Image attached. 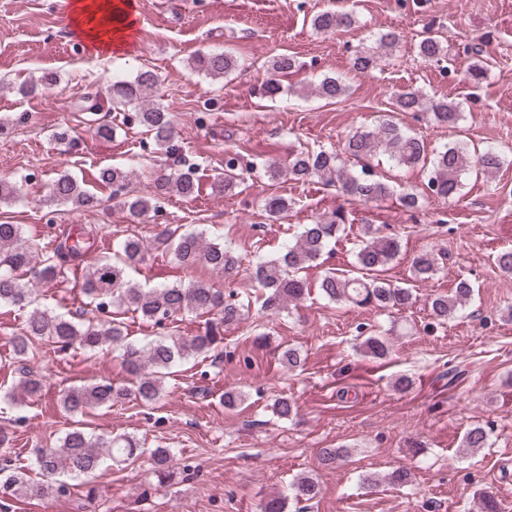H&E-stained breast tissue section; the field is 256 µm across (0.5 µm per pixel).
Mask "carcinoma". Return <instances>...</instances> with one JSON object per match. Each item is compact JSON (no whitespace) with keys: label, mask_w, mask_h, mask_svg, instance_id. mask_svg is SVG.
<instances>
[{"label":"carcinoma","mask_w":512,"mask_h":512,"mask_svg":"<svg viewBox=\"0 0 512 512\" xmlns=\"http://www.w3.org/2000/svg\"><path fill=\"white\" fill-rule=\"evenodd\" d=\"M355 24L353 13L324 9L314 14L310 25L318 33L333 32L340 27ZM398 44L394 32L376 35L370 44L360 43L350 59L351 68L365 72L375 68L386 52ZM418 56L429 63L447 60V45L433 35L423 37L417 44ZM194 69L211 78H225L239 67V59L230 51L204 53L193 58ZM296 67V59L280 54L272 59L267 77L261 84L262 95L274 98L282 91L281 77ZM59 76L45 71L34 80L18 87V93L29 96L53 89ZM161 77L153 70L142 69L131 79L116 80L108 88L112 111L127 117L133 114L137 124L152 135L157 150L166 154L172 150L174 135L172 113L161 102ZM347 86L338 78L324 77L315 87V93L326 100L343 96ZM400 112L430 113L431 120L448 128L456 127L463 118L461 105L445 98L427 99L422 92L406 89L395 99ZM344 153L363 161L385 154L397 165L407 168L429 167L427 188L442 198L459 194L463 179L473 162H478L481 173L489 177L503 165V156L494 147L485 148L478 159H473L470 147L462 140L445 145L428 156L424 140L412 130L391 119H384L371 128L358 129L346 140ZM279 179L286 177L297 183L317 178L327 186H334L343 194L362 203L380 200L389 194L386 183L375 177L366 165L353 171L347 167L333 147L295 151L283 167L268 159L243 167L237 153L224 155V172L216 175L213 189L228 192L237 187L244 173ZM130 172L117 166L99 169L95 180L102 186L126 187ZM199 189L195 171L178 169L162 175L143 194L112 192V200L126 213L130 232L113 244L112 256L87 264L82 293L95 304L98 316L75 321L57 313L40 301L39 282L53 280L67 264L80 265L92 248L89 232L72 236L65 234L50 251L40 240L22 235L21 225L0 223V304L26 310L22 332L13 337L14 359L22 364L38 355L48 358L67 349L95 353L103 348L120 351L126 373L122 385L110 380L71 385L61 390L62 406L72 414H83L90 409H110L118 403L134 401L144 406L156 404L166 390L167 379L174 376V368L183 361L215 350L224 341V328L245 319L249 306L239 297L228 295L208 283L187 285L172 283L150 287L135 279V274L146 263L152 250L172 255L181 266L202 263L224 277H235L242 266V258L232 245L207 238L203 232L164 229L152 242L139 234L137 226L150 222L159 200L176 193L190 198ZM45 203L51 206H71L79 210H96L102 205L100 197L87 185L65 172L58 175L47 188ZM272 223L283 220L290 209L288 199L271 195L262 205ZM344 220L339 215L324 217L311 224H300L298 230L281 250L273 255L259 256L252 263L250 278L263 290L261 308L270 314H280L290 305H296L310 295L306 281L297 272L314 266L337 239ZM400 243L394 235H382L367 226L363 240L355 253L356 266L361 275L346 276L329 268L322 275L319 290L330 302L369 305L387 311H400L413 303L411 289L393 285L380 277L399 254ZM437 271L436 259L430 252L416 256L411 264V277L428 280ZM474 287L465 278L455 283L451 294H438L429 302L431 316L439 322L461 312L472 300ZM139 313L157 326L167 324L178 313L208 314L204 332L195 336H161L143 344L126 332L119 315L126 311ZM391 332L366 336L360 349L373 359L384 360L391 352ZM42 385L39 376L26 372L17 387L5 392L3 398L15 400L16 395L35 397ZM279 419H288L297 411V403L281 396L271 405ZM488 432L475 425L464 434L463 447L476 450L486 447ZM148 455L151 473L162 482L173 476V453L170 448H144L129 435H116L106 441L95 439L80 428L65 433L56 448L32 449L31 466H16L5 459L0 464V495H62L67 492V480L87 479L106 460L121 462ZM36 469L42 481L33 482L29 476ZM320 493V485L309 476L297 478L290 487L296 501H311Z\"/></svg>","instance_id":"cac0c4a2"}]
</instances>
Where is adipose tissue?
Segmentation results:
<instances>
[{
	"instance_id": "ef3b65f1",
	"label": "adipose tissue",
	"mask_w": 512,
	"mask_h": 512,
	"mask_svg": "<svg viewBox=\"0 0 512 512\" xmlns=\"http://www.w3.org/2000/svg\"><path fill=\"white\" fill-rule=\"evenodd\" d=\"M72 35L95 47L123 48L134 30L130 0H64Z\"/></svg>"
}]
</instances>
